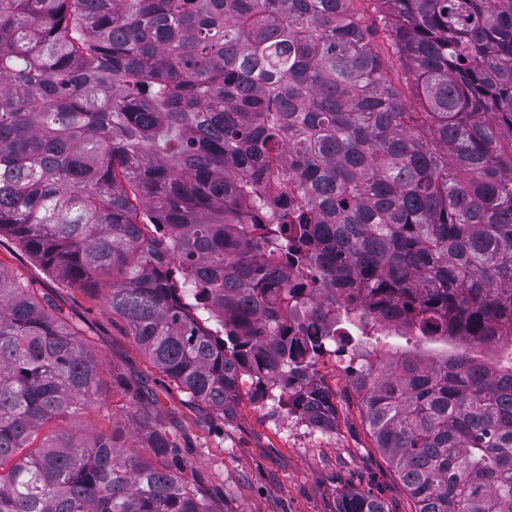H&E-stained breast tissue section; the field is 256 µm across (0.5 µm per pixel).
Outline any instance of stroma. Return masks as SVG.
<instances>
[{
	"label": "stroma",
	"mask_w": 512,
	"mask_h": 512,
	"mask_svg": "<svg viewBox=\"0 0 512 512\" xmlns=\"http://www.w3.org/2000/svg\"><path fill=\"white\" fill-rule=\"evenodd\" d=\"M0 263L31 281L61 315L93 337L104 369L124 375L142 393L154 395V415L175 438L180 463L197 476L200 489L219 512H333L341 492L361 490L381 499L390 512H410L413 502L386 457L374 446L346 375L332 353L318 360L317 377L336 396V422L313 436L303 418L240 387L234 415L220 417L192 403L159 373L107 304L108 282L65 285L25 254L8 234L0 235ZM140 403L113 386L105 404L80 415L87 433L115 432L143 451Z\"/></svg>",
	"instance_id": "obj_1"
}]
</instances>
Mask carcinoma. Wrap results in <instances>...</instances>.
Returning a JSON list of instances; mask_svg holds the SVG:
<instances>
[{"instance_id":"1","label":"carcinoma","mask_w":512,"mask_h":512,"mask_svg":"<svg viewBox=\"0 0 512 512\" xmlns=\"http://www.w3.org/2000/svg\"><path fill=\"white\" fill-rule=\"evenodd\" d=\"M0 0V234L107 302L221 416L378 325L459 342L350 377L414 512H512V0ZM405 61L410 112L378 34ZM318 269L324 295L288 271ZM494 346L488 360L478 353ZM106 385L87 333L0 263V512H219L142 411L42 429ZM335 512H389L344 491ZM141 418L140 402L112 382V394L100 408L92 407L80 415L76 426L87 433L114 431L123 442L144 457L150 453L143 437L138 433Z\"/></svg>"}]
</instances>
